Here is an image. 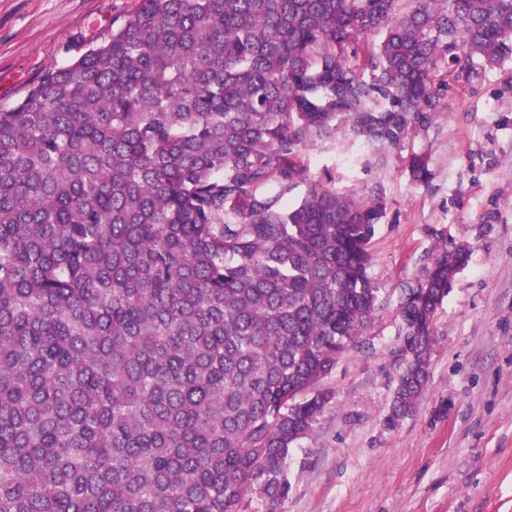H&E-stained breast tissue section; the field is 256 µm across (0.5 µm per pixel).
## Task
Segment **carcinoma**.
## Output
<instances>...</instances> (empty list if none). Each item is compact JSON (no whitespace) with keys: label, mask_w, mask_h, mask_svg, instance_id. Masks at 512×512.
<instances>
[{"label":"carcinoma","mask_w":512,"mask_h":512,"mask_svg":"<svg viewBox=\"0 0 512 512\" xmlns=\"http://www.w3.org/2000/svg\"><path fill=\"white\" fill-rule=\"evenodd\" d=\"M400 2L139 0L0 110V512H275L377 301L382 205L301 149L396 147L512 58V0ZM466 260L400 291L392 426Z\"/></svg>","instance_id":"1"}]
</instances>
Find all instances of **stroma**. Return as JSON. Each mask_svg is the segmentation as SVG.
I'll list each match as a JSON object with an SVG mask.
<instances>
[{"mask_svg": "<svg viewBox=\"0 0 512 512\" xmlns=\"http://www.w3.org/2000/svg\"><path fill=\"white\" fill-rule=\"evenodd\" d=\"M135 0H0V109L78 60ZM309 174L380 198L368 269L378 298L361 348L285 464L275 512H512V60L451 83L429 127L374 149L343 134L306 144ZM424 159L427 181L411 161ZM469 250L438 311L415 408L387 426L400 374L398 291L439 240Z\"/></svg>", "mask_w": 512, "mask_h": 512, "instance_id": "stroma-1", "label": "stroma"}]
</instances>
